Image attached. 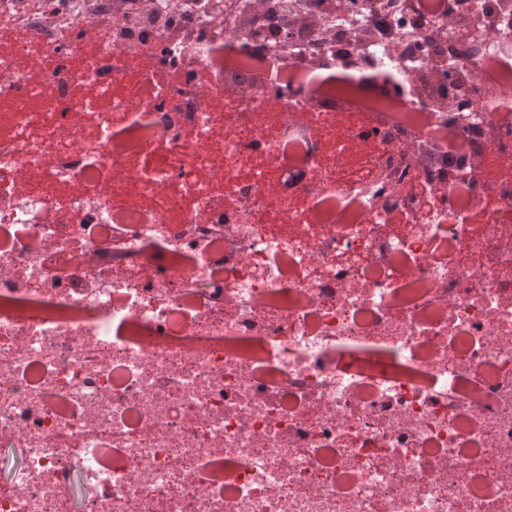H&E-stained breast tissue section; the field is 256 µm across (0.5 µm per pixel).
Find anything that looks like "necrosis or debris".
<instances>
[{
	"mask_svg": "<svg viewBox=\"0 0 512 512\" xmlns=\"http://www.w3.org/2000/svg\"><path fill=\"white\" fill-rule=\"evenodd\" d=\"M469 5L456 150L383 41L318 68L337 24L229 86L228 14L0 0V512H512V0Z\"/></svg>",
	"mask_w": 512,
	"mask_h": 512,
	"instance_id": "1",
	"label": "necrosis or debris"
}]
</instances>
